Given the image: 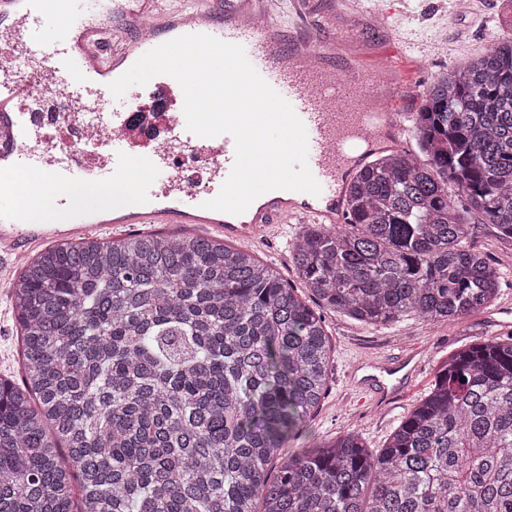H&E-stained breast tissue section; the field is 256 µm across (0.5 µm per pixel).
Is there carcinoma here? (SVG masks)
Segmentation results:
<instances>
[{
    "label": "carcinoma",
    "mask_w": 512,
    "mask_h": 512,
    "mask_svg": "<svg viewBox=\"0 0 512 512\" xmlns=\"http://www.w3.org/2000/svg\"><path fill=\"white\" fill-rule=\"evenodd\" d=\"M414 128L427 163L377 155L350 221L290 251L323 308L375 328L450 323L499 292L464 213L512 239V37L440 73ZM11 292L23 375L0 377V512H512V336L448 357L382 449L347 433L290 454L332 346L250 250L83 237L24 262Z\"/></svg>",
    "instance_id": "cac0c4a2"
}]
</instances>
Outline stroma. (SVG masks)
I'll list each match as a JSON object with an SVG mask.
<instances>
[{
    "instance_id": "35a3bbf8",
    "label": "stroma",
    "mask_w": 512,
    "mask_h": 512,
    "mask_svg": "<svg viewBox=\"0 0 512 512\" xmlns=\"http://www.w3.org/2000/svg\"><path fill=\"white\" fill-rule=\"evenodd\" d=\"M407 3L400 25L416 42L436 46L429 62H422L408 46L394 42L382 28L367 29L364 52L370 64H390L404 87L397 108L411 121L421 108L422 90L435 77L512 36V0H483L478 8L466 13L460 11L458 0ZM295 235V228L285 224L269 230L249 243L248 248L292 281L296 273L290 264L288 245ZM471 244L498 262L503 273L497 298L483 311L451 324L409 316L393 326L377 329L341 313H325L332 344L330 389L309 417L305 430L289 441V452L348 432L359 433L370 448H382L398 419L426 392L448 356L465 346L512 334V241L481 226L475 230ZM405 353L415 354L420 367L389 399L360 394L351 386L349 373L357 362L391 360ZM3 375L20 379L22 367L9 300L0 296V376Z\"/></svg>"
}]
</instances>
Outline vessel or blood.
I'll list each match as a JSON object with an SVG mask.
<instances>
[{"label":"vessel or blood","mask_w":512,"mask_h":512,"mask_svg":"<svg viewBox=\"0 0 512 512\" xmlns=\"http://www.w3.org/2000/svg\"><path fill=\"white\" fill-rule=\"evenodd\" d=\"M0 0V49L21 46L18 64L35 68L36 81L0 68V158L11 172L51 182L57 207L68 224H35L26 218L36 192L0 189V270L44 240L77 236L92 225L71 214V185L93 182L106 188L133 184L137 221L184 224L207 215L206 201L219 193L235 161L231 135L205 138L190 133L178 103V82L162 76L154 85L134 86L122 97L108 88L115 74L130 68L152 48L185 34H207L244 48L260 76L293 108L308 137V167L319 195L290 190L266 192L265 201L239 215L225 214L218 230L228 238L249 236L254 227L345 223L341 175L358 160L372 131L386 133L388 147L404 130L390 104L401 91L393 73L367 66L357 49L365 20L390 26L399 0H336L328 12L310 0H289L294 20L283 25L280 0H71L68 12H54L48 0ZM102 109L81 111L83 102ZM112 130L89 141L88 129Z\"/></svg>","instance_id":"b4317fda"}]
</instances>
